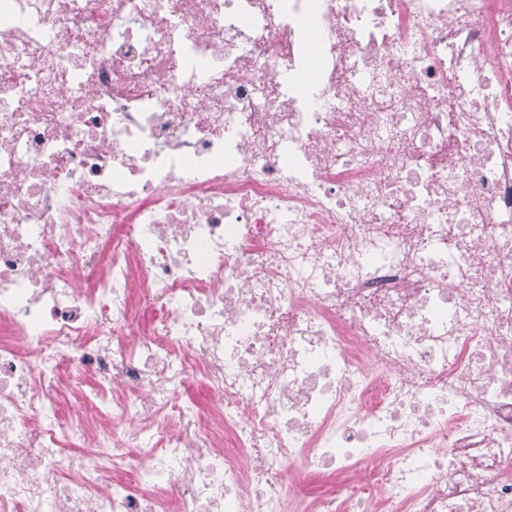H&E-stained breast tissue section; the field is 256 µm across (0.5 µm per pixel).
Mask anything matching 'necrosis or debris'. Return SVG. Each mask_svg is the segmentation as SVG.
Returning <instances> with one entry per match:
<instances>
[{
    "mask_svg": "<svg viewBox=\"0 0 512 512\" xmlns=\"http://www.w3.org/2000/svg\"><path fill=\"white\" fill-rule=\"evenodd\" d=\"M0 512H512V0H0Z\"/></svg>",
    "mask_w": 512,
    "mask_h": 512,
    "instance_id": "1",
    "label": "necrosis or debris"
}]
</instances>
